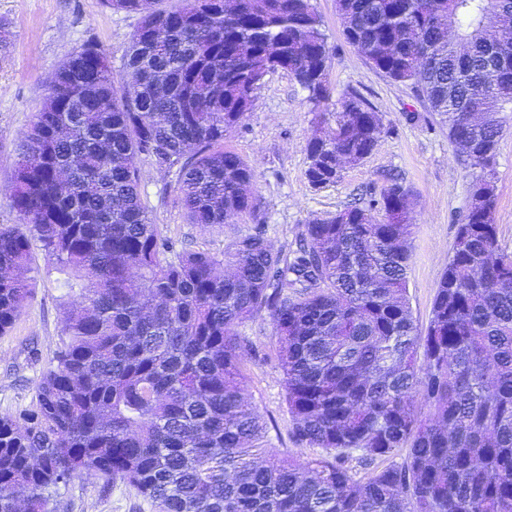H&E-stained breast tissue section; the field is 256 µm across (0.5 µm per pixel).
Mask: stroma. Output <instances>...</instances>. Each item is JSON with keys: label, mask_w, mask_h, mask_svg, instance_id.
<instances>
[{"label": "stroma", "mask_w": 512, "mask_h": 512, "mask_svg": "<svg viewBox=\"0 0 512 512\" xmlns=\"http://www.w3.org/2000/svg\"><path fill=\"white\" fill-rule=\"evenodd\" d=\"M330 47V98L312 108L308 93L288 73L268 74L245 118L226 140L255 170L253 193L258 216H235L220 230L188 223L177 190V175L163 172L148 158L138 160L140 197L164 236L173 243L222 256L240 236L262 225L275 249L290 253L309 222L328 217L352 199L379 196L385 174L399 177L411 201L413 234L407 274L410 308L418 327H426L441 275L452 256L457 225L470 200L473 175L460 161L448 131L427 102L409 85L393 81L348 44L336 12V0H313ZM138 15L107 7L103 0H0V227L18 224L13 205L19 144L35 112L47 102L49 79L56 67L85 44L107 54L114 72ZM358 91L379 113L381 133L373 153L345 166L336 183L312 188L306 176L307 144L317 130L316 111H335L347 90ZM496 193L494 220L501 248L512 253V120L499 140L492 165ZM36 269L34 297L13 326L0 335V416L27 409L35 398L42 371L64 336L66 290L55 265L33 243ZM257 355L243 367L248 400L268 424L271 452L296 447L276 341L266 315L238 328ZM52 512H157L126 483L79 476L50 493Z\"/></svg>", "instance_id": "35a3bbf8"}]
</instances>
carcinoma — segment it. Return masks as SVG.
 Returning a JSON list of instances; mask_svg holds the SVG:
<instances>
[{
    "label": "carcinoma",
    "instance_id": "cac0c4a2",
    "mask_svg": "<svg viewBox=\"0 0 512 512\" xmlns=\"http://www.w3.org/2000/svg\"><path fill=\"white\" fill-rule=\"evenodd\" d=\"M336 2L346 41L412 85L475 173L425 330L407 296L409 191L394 178L307 224L291 258L261 224L222 259L177 250L142 205L145 156L176 170L189 223L257 215L255 170L224 140L271 72L327 99L311 0H105L140 16L122 63L134 83L115 96L93 43L57 66L21 139V223L0 228V334L33 297L32 241L68 288L35 403L0 417V512H51V490L81 473L158 512H512V255L485 176L512 111V13L501 0ZM379 129L345 94L308 143L310 185L371 155ZM263 312L293 437L315 457H267V423L243 394L256 352L237 328Z\"/></svg>",
    "mask_w": 512,
    "mask_h": 512
}]
</instances>
